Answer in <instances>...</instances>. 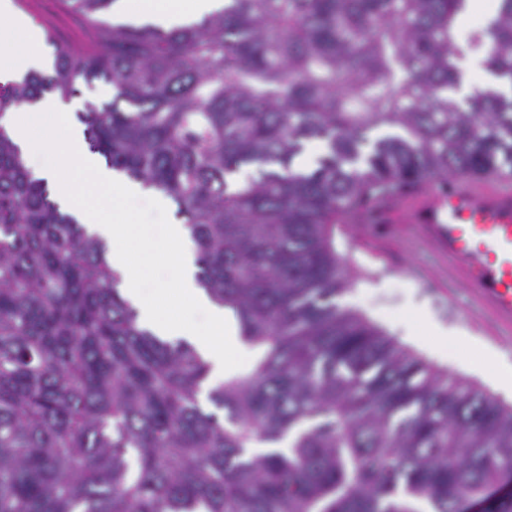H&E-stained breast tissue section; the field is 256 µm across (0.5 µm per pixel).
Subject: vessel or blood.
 Instances as JSON below:
<instances>
[{"label": "vessel or blood", "instance_id": "obj_1", "mask_svg": "<svg viewBox=\"0 0 512 512\" xmlns=\"http://www.w3.org/2000/svg\"><path fill=\"white\" fill-rule=\"evenodd\" d=\"M502 175L455 177L444 189L424 182L379 200L384 222L409 219L449 261L479 309L512 330V189Z\"/></svg>", "mask_w": 512, "mask_h": 512}]
</instances>
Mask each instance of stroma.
Listing matches in <instances>:
<instances>
[{
    "label": "stroma",
    "mask_w": 512,
    "mask_h": 512,
    "mask_svg": "<svg viewBox=\"0 0 512 512\" xmlns=\"http://www.w3.org/2000/svg\"><path fill=\"white\" fill-rule=\"evenodd\" d=\"M15 9L38 29L53 32L56 42L74 45L84 40L83 24L60 0H20ZM403 233V238L382 239L374 248L336 225L333 245L353 280L351 309L401 343L419 330L414 313L425 312L492 346L499 362L512 367V348L491 334L494 319L471 315L467 288L448 276L445 261L426 247L415 225L405 224Z\"/></svg>",
    "instance_id": "stroma-1"
}]
</instances>
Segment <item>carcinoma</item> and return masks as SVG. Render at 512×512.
I'll return each mask as SVG.
<instances>
[{
  "label": "carcinoma",
  "mask_w": 512,
  "mask_h": 512,
  "mask_svg": "<svg viewBox=\"0 0 512 512\" xmlns=\"http://www.w3.org/2000/svg\"><path fill=\"white\" fill-rule=\"evenodd\" d=\"M62 2L85 49L0 85V117L112 85L88 148L176 204L254 360L206 389L0 124V512H466L512 481V407L340 307L332 241L408 183L512 174V0L475 31L501 89L463 102L465 0H229L169 30Z\"/></svg>",
  "instance_id": "cac0c4a2"
}]
</instances>
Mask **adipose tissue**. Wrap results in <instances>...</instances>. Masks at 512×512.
<instances>
[{"label": "adipose tissue", "mask_w": 512, "mask_h": 512, "mask_svg": "<svg viewBox=\"0 0 512 512\" xmlns=\"http://www.w3.org/2000/svg\"><path fill=\"white\" fill-rule=\"evenodd\" d=\"M223 5L224 0H118L114 10L117 16L169 29L200 21ZM50 66L38 29L16 12L12 0H0V82ZM0 124L19 146L32 173L58 189L62 211L75 215L88 233L109 244L108 260L121 272L124 295L135 306L140 323L160 336L189 338L211 366L210 381L223 382L229 370L224 359L238 344L237 327L228 311L198 286L182 225H164L156 235L140 215L127 209V202L143 196L139 183L108 167L85 147L81 128L54 96L4 115ZM159 250L168 251L175 280L148 293L140 286L142 261ZM172 291L182 311L177 319L163 306Z\"/></svg>", "instance_id": "1"}]
</instances>
